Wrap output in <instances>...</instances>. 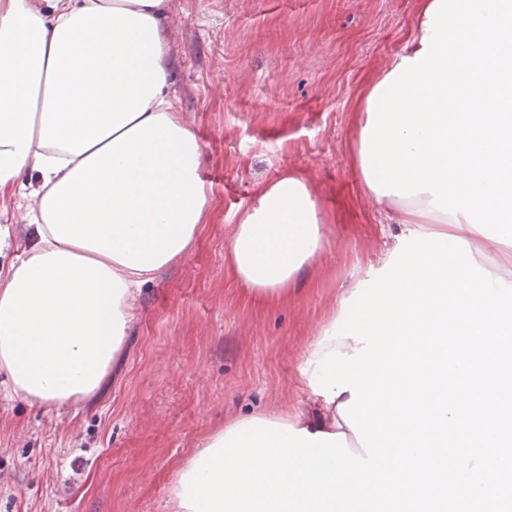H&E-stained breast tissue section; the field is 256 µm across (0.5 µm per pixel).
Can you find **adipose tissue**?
I'll list each match as a JSON object with an SVG mask.
<instances>
[{"label": "adipose tissue", "instance_id": "obj_1", "mask_svg": "<svg viewBox=\"0 0 512 512\" xmlns=\"http://www.w3.org/2000/svg\"><path fill=\"white\" fill-rule=\"evenodd\" d=\"M170 0H0V196L34 171V239L0 272V372L16 398L99 389L135 297L189 253L208 203L201 145L168 94ZM411 42L363 95L358 172L403 230L493 254L512 284V5L419 0ZM322 205L289 174L258 187L227 262L252 302L288 296L323 251ZM336 401L268 421L342 433Z\"/></svg>", "mask_w": 512, "mask_h": 512}]
</instances>
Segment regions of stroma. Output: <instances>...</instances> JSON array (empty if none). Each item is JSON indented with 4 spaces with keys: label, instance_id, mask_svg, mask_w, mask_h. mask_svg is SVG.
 <instances>
[{
    "label": "stroma",
    "instance_id": "obj_1",
    "mask_svg": "<svg viewBox=\"0 0 512 512\" xmlns=\"http://www.w3.org/2000/svg\"><path fill=\"white\" fill-rule=\"evenodd\" d=\"M169 90L202 148L208 205L192 251L137 298L100 388L48 408L0 373V512H166L168 486L209 431L311 410L304 352L395 242L397 210L356 168L363 91L409 42L418 0H171ZM302 177L326 250L287 300L248 302L224 259L258 185ZM28 191L0 197V267L33 237Z\"/></svg>",
    "mask_w": 512,
    "mask_h": 512
}]
</instances>
